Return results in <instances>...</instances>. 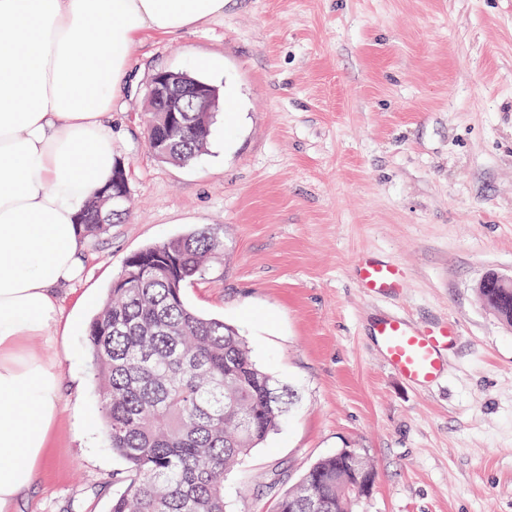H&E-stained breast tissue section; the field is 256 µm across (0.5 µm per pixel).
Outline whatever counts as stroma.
<instances>
[{
    "mask_svg": "<svg viewBox=\"0 0 512 512\" xmlns=\"http://www.w3.org/2000/svg\"><path fill=\"white\" fill-rule=\"evenodd\" d=\"M112 107L128 215L87 239L64 320L30 339L60 378L46 465L13 512H108L125 463L98 412L86 328L126 258L213 227L224 251L187 302L224 319L294 400L224 481L227 512H274L317 459L373 465L357 512H512V326L478 298L512 275V0H225L223 16L130 49ZM193 70L232 95L188 165L145 145L152 76ZM406 286L363 292L357 256ZM394 313L452 319L441 383L416 388L374 336Z\"/></svg>",
    "mask_w": 512,
    "mask_h": 512,
    "instance_id": "35a3bbf8",
    "label": "stroma"
}]
</instances>
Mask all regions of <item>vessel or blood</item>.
I'll list each match as a JSON object with an SVG mask.
<instances>
[{"label":"vessel or blood","instance_id":"1","mask_svg":"<svg viewBox=\"0 0 512 512\" xmlns=\"http://www.w3.org/2000/svg\"><path fill=\"white\" fill-rule=\"evenodd\" d=\"M353 270L359 288L372 294L396 291L405 285V273L394 263L362 257L355 260ZM374 334L390 366L409 384L424 387L442 376L443 352L459 329L450 320L422 326L395 314L379 321Z\"/></svg>","mask_w":512,"mask_h":512}]
</instances>
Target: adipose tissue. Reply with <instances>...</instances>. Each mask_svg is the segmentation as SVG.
Instances as JSON below:
<instances>
[{
    "label": "adipose tissue",
    "mask_w": 512,
    "mask_h": 512,
    "mask_svg": "<svg viewBox=\"0 0 512 512\" xmlns=\"http://www.w3.org/2000/svg\"><path fill=\"white\" fill-rule=\"evenodd\" d=\"M223 13L224 0H0V512L34 484L59 413L60 383L24 343L81 274L77 219L118 160L130 47Z\"/></svg>",
    "instance_id": "1"
}]
</instances>
